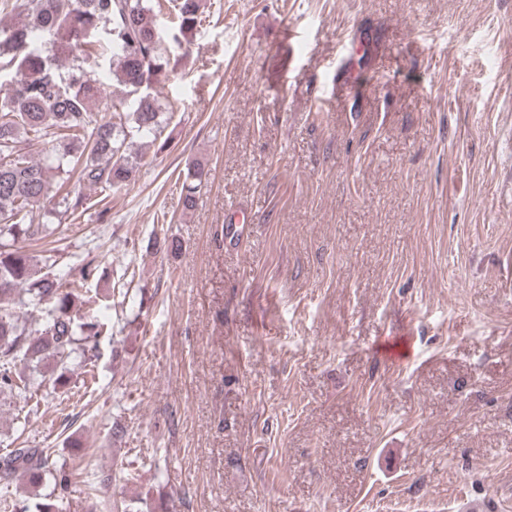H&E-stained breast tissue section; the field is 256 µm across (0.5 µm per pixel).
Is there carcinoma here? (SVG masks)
Returning <instances> with one entry per match:
<instances>
[{
  "instance_id": "1",
  "label": "carcinoma",
  "mask_w": 512,
  "mask_h": 512,
  "mask_svg": "<svg viewBox=\"0 0 512 512\" xmlns=\"http://www.w3.org/2000/svg\"><path fill=\"white\" fill-rule=\"evenodd\" d=\"M4 7L14 21L0 27V393L25 394L31 379L16 373L21 363L37 368L53 359L66 370L89 352L107 324L84 312L75 293L100 280L95 260L77 258L74 279L64 285L38 270L21 246L51 235L34 209L62 196L61 215L73 220L91 213L108 220L112 191L135 181L139 138H157L164 122L161 77L170 60L161 48V0H15ZM174 39L202 23L201 0H170ZM109 61L114 89L94 76ZM204 169L194 166L182 182L186 210L196 204ZM95 191L67 189L70 182ZM19 306L45 313L39 329L13 314ZM52 472L57 493L36 512H62L65 494L80 478L78 466L50 468L42 448H11L0 457V476L30 484Z\"/></svg>"
}]
</instances>
